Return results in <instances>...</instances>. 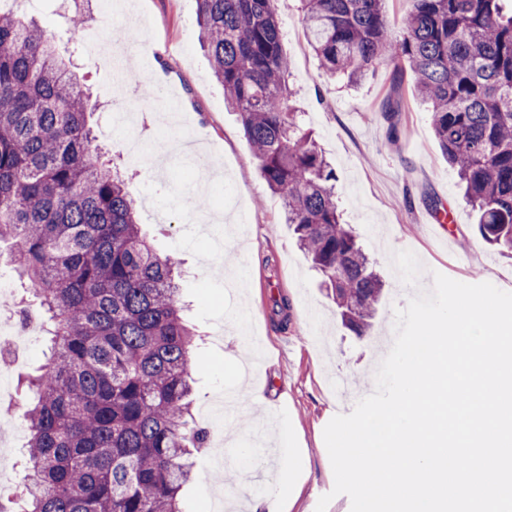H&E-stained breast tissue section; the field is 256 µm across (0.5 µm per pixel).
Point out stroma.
<instances>
[{
	"label": "stroma",
	"instance_id": "stroma-1",
	"mask_svg": "<svg viewBox=\"0 0 512 512\" xmlns=\"http://www.w3.org/2000/svg\"><path fill=\"white\" fill-rule=\"evenodd\" d=\"M130 40L113 41L100 27L102 49L73 60L100 103L93 117L105 157L120 168L139 204L138 222L156 248L181 271L185 315L205 343L194 355L205 365L196 376L192 418L211 429L203 409L257 381L268 413L240 405L223 425L249 444L250 470H238L233 439L209 446L197 458L194 481L181 494L183 512H213L220 491L234 492L229 512H246L250 495L280 480V424H288L309 469L293 512H351L348 496H332L334 475L323 431L336 415L334 380H356L362 394L375 388V371L394 336V310L406 307L416 288L403 285L390 255L411 250L423 271L419 287L439 272L460 282L512 287V255L483 244L475 214L462 198L455 171L443 157L426 104L411 77L396 80L381 65L360 85L326 79L304 34L299 0H276L290 59L289 81L303 123L336 170L345 223L385 281V297L368 336L336 320L335 306L284 221L282 200L262 179L236 113L200 45L196 0H112ZM173 94L183 115L175 138L205 155L221 179L205 192L190 186L183 153L171 141L155 143L154 114ZM402 106L397 129L383 115L389 95ZM456 211L447 225L449 248H439L426 219L432 202ZM239 263L237 286L225 288L227 256Z\"/></svg>",
	"mask_w": 512,
	"mask_h": 512
}]
</instances>
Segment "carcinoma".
<instances>
[{
  "label": "carcinoma",
  "mask_w": 512,
  "mask_h": 512,
  "mask_svg": "<svg viewBox=\"0 0 512 512\" xmlns=\"http://www.w3.org/2000/svg\"><path fill=\"white\" fill-rule=\"evenodd\" d=\"M273 0H196L201 42L259 171L341 324L370 332L383 281L336 196V173L290 105ZM325 75L410 73L478 232L512 253V11L504 0H411L401 35L386 0H299ZM95 111L67 51L0 7V259L50 323L48 356L19 386L26 479L0 512H182L194 476L192 349L177 262L137 222V201L101 160Z\"/></svg>",
  "instance_id": "obj_1"
}]
</instances>
